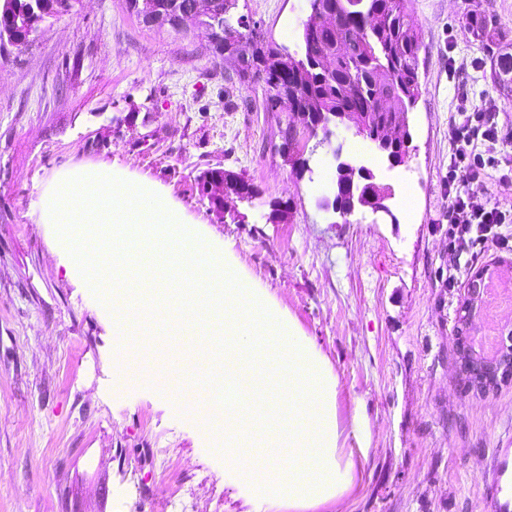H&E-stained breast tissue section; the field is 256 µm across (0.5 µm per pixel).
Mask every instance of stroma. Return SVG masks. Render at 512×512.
I'll return each mask as SVG.
<instances>
[{"label":"stroma","mask_w":512,"mask_h":512,"mask_svg":"<svg viewBox=\"0 0 512 512\" xmlns=\"http://www.w3.org/2000/svg\"><path fill=\"white\" fill-rule=\"evenodd\" d=\"M471 1L410 2L422 95L410 157L393 169L348 134L310 139L307 169L294 170L280 150L287 115L266 111L263 83L231 79L204 36L145 25L127 0H71L0 53V512H289L241 481L185 405L182 366L224 371L215 343L189 347L178 321L144 316L133 338L144 376L118 381L113 311L70 275L37 211L61 170L101 162L180 206L337 376L349 482L339 501L305 512H490L485 477L497 449L512 448V382L467 390L456 315L476 274L512 266V251L477 246L447 287L449 127L465 94L489 100L512 137V103L491 79L500 43L462 20ZM238 11L264 40L300 51L309 0H238ZM337 151L392 186L390 215L325 206L315 185L335 183ZM210 168L245 175L259 196L216 215L198 182ZM275 201L286 212L277 222Z\"/></svg>","instance_id":"35a3bbf8"}]
</instances>
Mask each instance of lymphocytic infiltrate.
I'll return each mask as SVG.
<instances>
[{
	"mask_svg": "<svg viewBox=\"0 0 512 512\" xmlns=\"http://www.w3.org/2000/svg\"><path fill=\"white\" fill-rule=\"evenodd\" d=\"M457 121L451 129L453 152L448 165V284L456 286L458 260L476 246L492 243L500 249L512 248V234L504 225L512 223V207L475 203L474 186L490 175L499 183L512 184V154L500 153L503 142L493 113L460 97Z\"/></svg>",
	"mask_w": 512,
	"mask_h": 512,
	"instance_id": "obj_1",
	"label": "lymphocytic infiltrate"
}]
</instances>
